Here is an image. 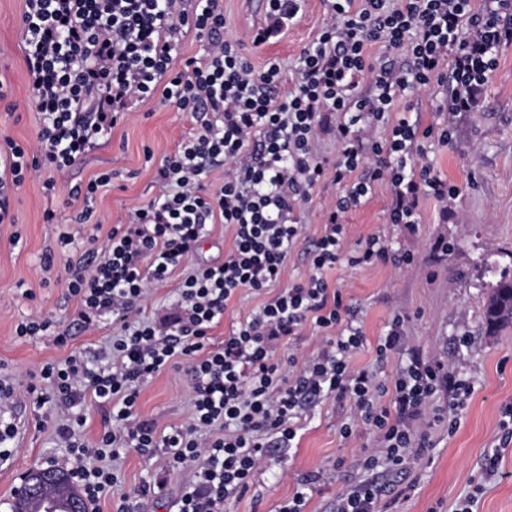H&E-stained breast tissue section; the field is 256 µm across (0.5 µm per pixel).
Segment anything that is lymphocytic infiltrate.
I'll list each match as a JSON object with an SVG mask.
<instances>
[{"mask_svg": "<svg viewBox=\"0 0 512 512\" xmlns=\"http://www.w3.org/2000/svg\"><path fill=\"white\" fill-rule=\"evenodd\" d=\"M22 40L33 106L39 114L37 148L13 140L0 146V224L13 223L11 195L27 177L58 175L128 119L129 101L162 97L182 112L203 115L200 132L180 142L158 166L161 194L133 209L112 229L110 246L68 280L84 328L111 316L107 364L72 356L42 366L38 404L58 412L56 433L70 450V473L89 504L117 481L113 468L129 449H162L170 468H188L192 480L177 512H222L225 501L253 484L273 444H292L311 404L325 395L349 398L353 416L340 428L367 427L377 445L355 460L365 477L338 496L336 512H379L384 489L377 467L399 474L427 444L418 421L444 418L456 430L469 383L405 344V314H395L379 356L399 351L406 360L391 386L355 368L364 344L353 308L329 287L325 269L389 262L411 264L379 237L360 249L344 245V217L377 186H386L388 221L414 224L430 196L459 195L422 159L433 142L452 138L458 115L473 111L495 69L501 48L512 44V0H329L330 18L297 60L298 80L280 93L281 63L272 58L256 71L224 36L223 0H25ZM300 0H268L266 21L252 42L261 46L293 24ZM206 40L203 58L175 69L173 53L183 29ZM384 54L372 58V46ZM368 92H361V85ZM426 88L441 93V122L421 126L391 114L405 96ZM383 128L381 138L371 137ZM336 135L338 151L325 169L316 149L321 133ZM223 169L222 183L206 187ZM332 174L344 192L325 213L324 231L310 251L311 273L280 287L287 260L303 231L296 213L311 189ZM233 231L224 261L199 265L179 286L177 315L145 319L142 308L154 285L167 282L192 257L209 224ZM278 293L262 303L210 350V330L243 288ZM325 346L299 372H285L275 343H287L305 325ZM186 363L191 416L187 426L158 433L141 418V386L167 366ZM448 403H437L440 392ZM390 405H382V397ZM112 408V427L99 437L97 466L76 431L86 398Z\"/></svg>", "mask_w": 512, "mask_h": 512, "instance_id": "lymphocytic-infiltrate-1", "label": "lymphocytic infiltrate"}]
</instances>
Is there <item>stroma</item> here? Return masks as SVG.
<instances>
[{
  "label": "stroma",
  "mask_w": 512,
  "mask_h": 512,
  "mask_svg": "<svg viewBox=\"0 0 512 512\" xmlns=\"http://www.w3.org/2000/svg\"><path fill=\"white\" fill-rule=\"evenodd\" d=\"M260 0H224L226 36L262 70L269 58L280 59L278 91L291 88L301 50L320 32L329 17L327 0H302L295 22L278 39L254 46L252 31L263 24ZM24 0H0V140L9 138L35 148L39 116L30 102L25 48L21 37ZM129 120L115 128L103 148L92 149L47 192L40 178L28 179L12 199L14 223L0 224V373L13 377L14 402L8 415L15 426L12 456L0 462V512H10L23 474L33 466L66 467L69 450L58 438L56 416L38 407L34 386L40 385L43 364L69 356L96 357L112 342V324L80 326L79 306L65 282L79 266L83 251L104 253L113 227L127 223L133 208L161 191L155 170L163 157L198 128L190 113L180 112L161 98L135 102ZM434 174L458 186L460 196L448 204L427 199L416 224L387 221L390 196L378 188L364 205L347 213L345 247L355 250L369 236L386 239L390 248L412 255L411 265L350 267L337 263L325 270L330 287L344 303L356 307L366 342L352 357L355 367L373 371L388 385L404 361L393 353L377 361L375 348L394 312L408 316L405 332L410 346L424 358L441 361L469 380L473 393L460 411V424L428 428L429 448L412 460L401 478L379 475L390 490L381 501L383 512H453L456 503L471 499V512H512V443L503 444V412L512 407V327L488 333L484 310L489 292L502 271L512 272V44L500 52L475 111L457 118L449 144L433 148L428 158ZM112 175L110 186L93 198L72 190L97 175ZM342 186L324 178L311 190L298 216L311 241L323 232V212ZM54 211L55 223L44 221ZM86 223H77L81 212ZM74 238L60 243L62 234ZM20 244H13V235ZM233 246L231 229L215 224L196 253L171 278L156 285L144 306L145 318H168L178 300L181 281L199 264L223 258ZM263 298L239 290L228 303L223 320L211 330L208 346L223 345L232 327L247 318ZM53 326L41 336H19V323L35 315ZM66 332L58 343V332ZM142 418L158 430L187 426L190 421L189 375L186 364L166 368L149 378L138 400ZM352 414L349 399L322 398L307 411L294 448L271 451L270 466L250 489L225 503L223 512H277L292 495L297 480L323 473L306 512H336V497L355 484L360 474L354 460L362 449L375 447L373 433L358 427L343 438L340 427ZM499 458L495 474H487L489 455ZM188 470L169 471L162 453L130 450L119 464L115 485L105 492L96 512H139V490L151 486L157 512H175Z\"/></svg>",
  "instance_id": "stroma-1"
}]
</instances>
